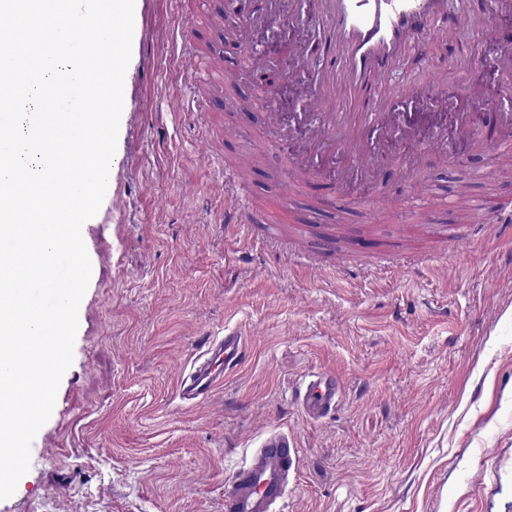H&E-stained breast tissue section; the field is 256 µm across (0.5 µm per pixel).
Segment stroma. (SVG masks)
Instances as JSON below:
<instances>
[{"mask_svg": "<svg viewBox=\"0 0 512 512\" xmlns=\"http://www.w3.org/2000/svg\"><path fill=\"white\" fill-rule=\"evenodd\" d=\"M490 15L495 38L463 30L412 42L389 80L399 91L437 78L477 46L469 76L476 128L494 141L504 78L491 63L512 14ZM210 27L204 51L223 56L230 98L174 112L189 91L175 78L172 0H138L125 76L116 165L106 197L82 229L92 276L79 308L74 360L29 471L0 512H224V485L265 436L291 437L296 474L271 512H512V236L451 245L406 232L415 205L400 190L406 163L347 197L329 196L334 167L300 189L283 221L286 154L271 143L256 86L274 76L280 112L302 108L277 76L302 28L259 29L245 55ZM238 134L223 163L200 161L225 123ZM254 156L246 194L264 216L249 233L220 219L224 162ZM417 172L437 195L439 224L461 223L462 187L483 194V172L512 195V159L460 146L425 150ZM276 243L256 241L265 222ZM310 239L313 267L293 255ZM350 260L389 255L388 269L336 274ZM424 252L421 271L409 255ZM235 331L247 354L207 403L177 395L202 340ZM341 385L334 411L307 418L295 396L317 374Z\"/></svg>", "mask_w": 512, "mask_h": 512, "instance_id": "stroma-1", "label": "stroma"}]
</instances>
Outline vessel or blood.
<instances>
[{
	"label": "vessel or blood",
	"instance_id": "b4317fda",
	"mask_svg": "<svg viewBox=\"0 0 512 512\" xmlns=\"http://www.w3.org/2000/svg\"><path fill=\"white\" fill-rule=\"evenodd\" d=\"M306 22L307 30L288 53L284 76L293 85L303 109L282 118L274 106L272 89L258 83L268 103L269 124L278 141H297L301 147L287 158L290 189L315 182L320 159L336 165V188L361 178L372 179L392 161L413 150L432 148L447 154L449 140L482 148L467 112L448 111V86L465 88V74L473 60L466 52L451 59L445 68L450 80L417 85L406 96L416 117L392 109L395 90L387 74L406 46L427 32L443 40L456 39L461 30L477 26L472 15L448 12V0H261L257 10L228 30L231 40L250 47L257 29L281 20ZM179 73L192 103L204 106L209 98L224 94V60L191 48L183 40ZM497 152L512 148V103L498 109ZM469 219L464 224H434L431 212H420L416 223L433 224L435 238L448 242L469 240L474 231L484 235L512 227V198L466 196ZM254 211L238 195L224 198V221L249 225ZM199 363L183 375L182 400L194 405L208 402L223 383L226 371L245 356L242 336L227 333L222 340H206ZM341 391L335 376L324 374L310 381L297 401L305 414L320 419L336 406ZM299 450L283 435L268 436L250 464L224 493V512H268L286 491L288 476L297 470Z\"/></svg>",
	"mask_w": 512,
	"mask_h": 512
}]
</instances>
